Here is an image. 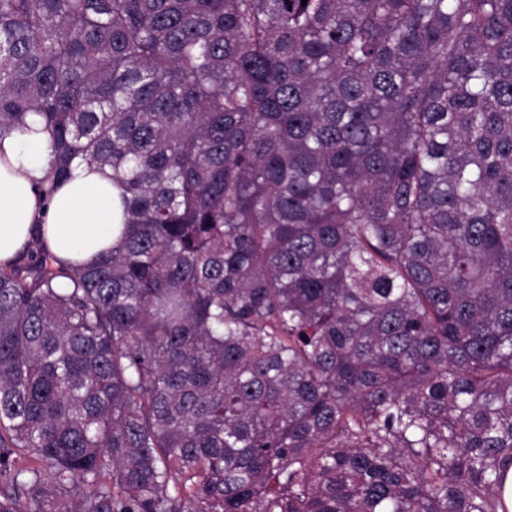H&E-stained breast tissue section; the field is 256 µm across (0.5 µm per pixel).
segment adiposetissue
I'll return each mask as SVG.
<instances>
[{
    "mask_svg": "<svg viewBox=\"0 0 512 512\" xmlns=\"http://www.w3.org/2000/svg\"><path fill=\"white\" fill-rule=\"evenodd\" d=\"M49 140L35 115L0 136V266L13 261L37 232L55 258L69 265L93 262L120 237L121 190L110 168L74 161L69 177L43 197Z\"/></svg>",
    "mask_w": 512,
    "mask_h": 512,
    "instance_id": "1",
    "label": "adipose tissue"
}]
</instances>
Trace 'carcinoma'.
<instances>
[{
    "label": "carcinoma",
    "instance_id": "1",
    "mask_svg": "<svg viewBox=\"0 0 512 512\" xmlns=\"http://www.w3.org/2000/svg\"><path fill=\"white\" fill-rule=\"evenodd\" d=\"M118 243L0 266V512H509L512 0H0V135Z\"/></svg>",
    "mask_w": 512,
    "mask_h": 512
}]
</instances>
